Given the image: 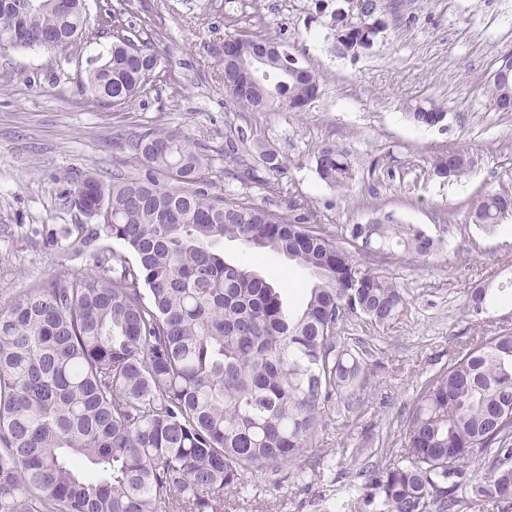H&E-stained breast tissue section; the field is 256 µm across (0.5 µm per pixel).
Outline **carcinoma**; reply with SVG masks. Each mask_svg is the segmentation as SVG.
Segmentation results:
<instances>
[{
    "label": "carcinoma",
    "instance_id": "obj_1",
    "mask_svg": "<svg viewBox=\"0 0 512 512\" xmlns=\"http://www.w3.org/2000/svg\"><path fill=\"white\" fill-rule=\"evenodd\" d=\"M21 2L0 5V44L21 35L24 48L63 52L86 32L85 0ZM376 8L358 0V17L337 32L344 50L373 45L379 29L365 18ZM229 39L233 107L302 112L316 98L318 75L284 45L267 58L269 81L239 85L251 39ZM159 64L151 43L119 37L86 89L97 104L124 105ZM490 97L512 112V81H492ZM409 111L419 125L444 116L428 101ZM131 147L144 177L89 173L70 192L74 208L96 212L79 239L96 270L48 278L0 309V512H224L245 474L297 463L332 396L359 408L365 341L349 345L342 329L354 319L383 326L406 304L393 277L358 263L310 210L284 217L209 191L207 156L178 133L146 128ZM253 148L241 181L265 184L262 174L286 167L271 144ZM314 159L327 185L350 186L344 151L327 143ZM474 165L453 148L434 170L452 179ZM510 213L512 193L494 192L468 219L490 232ZM350 236L413 260L435 248L411 225L355 224ZM226 239L306 269L302 308L290 311L279 288L224 258ZM105 240L123 249L104 251ZM487 296L469 298L484 323ZM359 475L354 512H512V330L486 331L426 378L403 418L400 460Z\"/></svg>",
    "mask_w": 512,
    "mask_h": 512
}]
</instances>
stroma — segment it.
Returning <instances> with one entry per match:
<instances>
[{
	"label": "stroma",
	"instance_id": "1",
	"mask_svg": "<svg viewBox=\"0 0 512 512\" xmlns=\"http://www.w3.org/2000/svg\"><path fill=\"white\" fill-rule=\"evenodd\" d=\"M90 21L122 8L124 33L152 43L161 56L154 81L128 104L92 103L84 89L110 34L84 38L65 52L0 48V305L48 277L93 270L75 239L86 216L68 190L85 174L137 172L130 133L179 132L208 155L215 192L287 213L309 207L318 226L345 244L344 229L378 221L413 225L436 244L417 261L402 254L356 252V260L396 278L407 305L372 328L345 327L367 342L359 409L331 400L311 447L293 474H246L225 512H352L364 463L401 438L399 420L427 377L450 353L480 334L468 310L473 288L489 285V312L512 313V215L485 233L470 224L471 203L488 192H512V112L495 111L492 73L512 53V0H377L384 27L359 54L336 40L335 18L347 0H86ZM243 35L287 44L320 79L302 112H242L224 89V38ZM431 100L445 112L433 127L414 124L411 104ZM242 130L237 154L224 152ZM257 140L285 157L282 192L236 181L240 158ZM326 143L344 148L355 179L338 190L318 176L314 154ZM469 149L476 166L449 180L435 174L436 156ZM226 258L253 264L281 287L289 309L304 301L310 276L283 257H254L236 241Z\"/></svg>",
	"mask_w": 512,
	"mask_h": 512
}]
</instances>
